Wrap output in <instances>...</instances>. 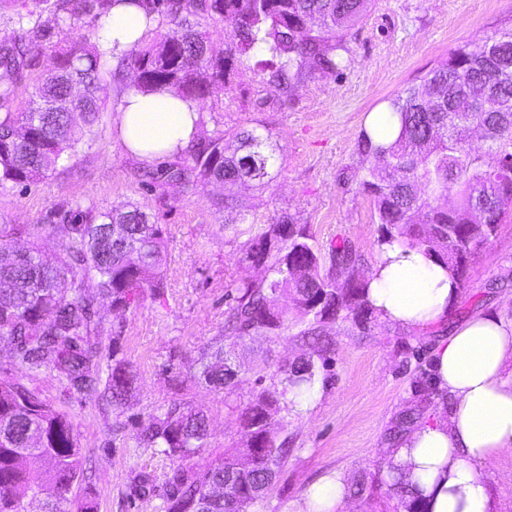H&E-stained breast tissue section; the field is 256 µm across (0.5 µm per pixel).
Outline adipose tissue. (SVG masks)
I'll list each match as a JSON object with an SVG mask.
<instances>
[{
	"label": "adipose tissue",
	"mask_w": 512,
	"mask_h": 512,
	"mask_svg": "<svg viewBox=\"0 0 512 512\" xmlns=\"http://www.w3.org/2000/svg\"><path fill=\"white\" fill-rule=\"evenodd\" d=\"M146 30L139 5L114 0L100 43L128 51ZM199 112L196 101L131 85L117 138L142 163L173 158L194 139ZM366 293L380 321L423 329L447 319L459 290L435 256L392 241L377 245ZM433 383L449 398L446 415L418 423L391 449L385 477L406 476L424 512H494L482 468L512 450V322L480 314L456 328L435 348ZM346 500L347 481L336 472L308 492L300 512H338Z\"/></svg>",
	"instance_id": "obj_1"
}]
</instances>
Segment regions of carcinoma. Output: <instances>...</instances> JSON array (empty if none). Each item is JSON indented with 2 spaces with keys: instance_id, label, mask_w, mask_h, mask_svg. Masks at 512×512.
Listing matches in <instances>:
<instances>
[{
  "instance_id": "cac0c4a2",
  "label": "carcinoma",
  "mask_w": 512,
  "mask_h": 512,
  "mask_svg": "<svg viewBox=\"0 0 512 512\" xmlns=\"http://www.w3.org/2000/svg\"><path fill=\"white\" fill-rule=\"evenodd\" d=\"M372 0H138L146 20L166 21L158 37L116 55L88 37L55 50V66L29 92L23 112H12L14 95L0 85V185L40 181L59 161L75 155L99 124L107 102L110 60L135 73L143 92L168 90L205 104L224 89L226 63L243 61L260 48L261 81L297 96L299 83L316 73L346 68V33L363 20ZM37 7L63 21L106 17L112 0H35ZM11 11L15 34L0 41V67L18 74L39 65L50 31L32 21L28 0H0ZM224 21V50L218 51L199 30L200 20ZM336 34L331 44L324 32ZM485 94L506 105L504 112H484L474 103ZM399 116L394 139L376 144L367 132L358 153L374 159L361 181L371 196L381 241L397 240L436 256L463 282L470 263L498 224L512 210V24L504 23L479 42L457 46L420 84L389 101ZM82 123H77L75 115ZM485 128L487 148L468 144L472 130ZM271 135L243 131L229 138L219 133L192 146L189 164H175L162 174L161 186L183 193L200 178L226 187L253 182L266 187ZM61 222L67 242L52 264L39 255L38 241L48 226ZM30 240L25 255L12 247L14 237ZM309 235L290 215L251 236L243 261L267 265L276 273L266 287L239 284L227 310L224 335L204 347L186 367L197 383L216 391L237 386L240 365L231 349L259 331L281 330L291 296L294 308L314 324L347 312L363 320L372 315L367 282L354 275L357 255L346 240L331 248L334 270L323 274L321 256ZM166 238L139 208L125 204L101 212L52 206L41 224H0V339L14 345L15 360L29 370L55 371L78 391L95 393L100 382L102 348L98 303L126 308L146 290L164 294L161 265ZM120 337H112V365L101 396L120 406L136 383V374L118 357ZM284 389L261 386L255 379L249 403L237 417L247 435L237 455L251 460L240 466L236 455L200 468L184 465L206 447L207 416L174 404L163 417L142 427L138 439L176 463L167 475L166 512H247L272 485L288 449L278 440L272 411L288 389L310 391L320 380L311 358L282 365ZM83 449L67 417L18 381L0 380V512H27L24 498L47 488L53 495L42 512H70L73 484L83 476ZM399 512H423L409 484H391Z\"/></svg>"
}]
</instances>
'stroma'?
Listing matches in <instances>:
<instances>
[{
	"instance_id": "obj_1",
	"label": "stroma",
	"mask_w": 512,
	"mask_h": 512,
	"mask_svg": "<svg viewBox=\"0 0 512 512\" xmlns=\"http://www.w3.org/2000/svg\"><path fill=\"white\" fill-rule=\"evenodd\" d=\"M511 19L512 0H373L345 37L347 68L306 79L292 102L260 83L259 53L228 66L223 92L208 99L201 114L199 135L271 134L272 181L262 191L246 185L228 192L207 180L188 195L156 187L165 162L143 164L115 136L116 106L133 81L128 71L109 79L108 110L75 157L28 187H0V217L14 224L38 223L61 201L101 211L130 202L162 225L167 239L164 296H144L124 310L99 302L104 365H111L112 335L120 333L119 354L138 378L125 405L112 407L71 389L57 373L20 368L10 343L0 341V379L34 389L73 427L87 472L72 488L76 503L93 500L97 512H165L170 462L136 435L171 404L201 408L209 417V447L197 464L243 446L237 410L252 397L255 368H262L265 387L278 390L279 366L312 351L301 338L309 322L293 312L292 300L284 302L289 314L278 334L259 333L238 346L241 381L233 389L216 392L177 376L223 331L239 282L272 279L267 267L241 261L251 232L292 215L307 225L322 268H330L331 247L344 238L357 254L356 274L366 276L379 236L373 203L359 185L370 165L357 152L368 117L387 111L391 98L419 83L452 49L480 41ZM228 203L243 223H225ZM484 311L512 319V218L471 262L447 322L415 330L341 316L323 324L330 350L318 393L306 410L283 406L274 413L290 452L249 512H299L306 492L336 471L375 485L372 497L348 498L345 512H393L397 502L384 479L388 450L412 429L413 419L437 414L446 404L432 384L433 350L458 324ZM141 472L154 478L145 497L134 493ZM483 473L497 512H512V452L489 461Z\"/></svg>"
}]
</instances>
